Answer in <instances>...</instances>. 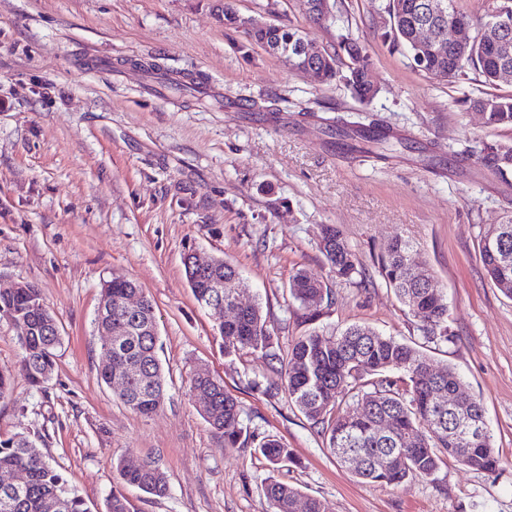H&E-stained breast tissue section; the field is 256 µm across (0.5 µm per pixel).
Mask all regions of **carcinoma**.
Instances as JSON below:
<instances>
[{
	"instance_id": "carcinoma-1",
	"label": "carcinoma",
	"mask_w": 512,
	"mask_h": 512,
	"mask_svg": "<svg viewBox=\"0 0 512 512\" xmlns=\"http://www.w3.org/2000/svg\"><path fill=\"white\" fill-rule=\"evenodd\" d=\"M423 0H392L386 5L389 16L385 37L392 46L409 53L414 67L425 75L453 82L475 73L489 92L464 104L480 112L485 127H512V94L501 93L502 72L512 70V37L500 46L489 35L474 40L467 53L450 51L426 52L418 56L410 32L400 13H416ZM224 24L245 27V33L256 44L274 52L307 38L305 31L264 19L243 21L229 2L221 8ZM348 57L361 56V66L345 65L341 52ZM325 62L317 68V82L329 85L341 81L360 101L372 99L377 88L370 79V60L351 41H343L334 51H325ZM352 136L367 143H381L389 133L381 126H358ZM473 154L482 159L481 166L495 175L512 173V141L481 140ZM317 246L337 279L353 281L360 274V261L344 241L334 224L317 225ZM478 253L485 271L504 295L512 298V215L504 224H492L478 240ZM378 268L386 284L400 303L419 321L417 330L427 343H451L454 333L448 326V301L441 288L426 287L432 273L416 259L414 245L395 238L378 259ZM188 284L199 305L223 295L224 325L220 335L227 340L224 353L233 355L242 349L260 352L277 360L272 334L267 328L262 307L255 303L236 312V293L245 287L239 270L219 259L199 274L186 272ZM224 283L218 290L211 284ZM111 287L105 289L112 304V323L124 325V334L112 337V374L100 373L108 384L110 378L124 380L116 392L121 402L132 411L150 416L165 401V376L158 356V330L153 301L138 284L122 274L112 275ZM137 293L142 306L134 316H127V295ZM290 297L304 308H314L329 299V290L306 272L298 270L289 282ZM24 319L30 331L13 326L22 351L20 373L36 387L49 381L54 368V351L61 337L52 331L55 318L44 303L40 289L25 283L22 288L0 287V320L5 314ZM399 373L394 380L388 372ZM190 387L208 394L203 417L216 433L224 437V446L243 444L242 407L224 388L221 378L209 371H197ZM283 389L288 400L326 441V448L341 466H346L340 449L347 448L370 460L388 454L384 468L370 462L352 469L367 483L397 486L410 476H431L447 458L486 472L495 471L500 463L490 431L469 437L457 428L465 419L478 418L486 423L480 401L467 393L464 381L452 367L435 370L417 345L383 335L365 325H350L328 334L311 331L298 337L283 361ZM465 397L463 405L448 410V394ZM390 421V430L380 433L382 418ZM28 438L16 433L0 440V470L21 471L27 476L25 489L13 499L10 508L0 512H92L91 506L71 490L50 463L27 447ZM261 454L272 465L292 461L291 451L280 440L265 436L258 445ZM120 484L112 488L105 502V512H130L124 486L164 496L168 492L164 472L153 461L130 467L117 461ZM273 512H295L301 498L298 488L277 479L263 488Z\"/></svg>"
}]
</instances>
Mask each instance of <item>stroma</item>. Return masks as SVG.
Returning <instances> with one entry per match:
<instances>
[{"label":"stroma","instance_id":"obj_1","mask_svg":"<svg viewBox=\"0 0 512 512\" xmlns=\"http://www.w3.org/2000/svg\"><path fill=\"white\" fill-rule=\"evenodd\" d=\"M243 19L303 29L332 49L349 39L371 60L378 93L359 102L286 58L225 28L217 0H0V285L38 286L61 333L42 387L16 377L0 398V439L25 433L88 504L103 506L118 458L152 460L169 491L135 488L134 512H271L268 477L321 500L327 512H512V298L486 275L477 238L512 211V176L482 173L464 151L490 131L455 106L479 82L431 79L384 39L385 0H335L325 25L301 0H231ZM159 71L146 72L147 64ZM195 81L174 90L170 80ZM372 122L386 143L361 153L337 120ZM336 225L361 263L336 279L316 227ZM409 239L448 298L450 344L424 345L452 366L485 408L501 461L495 472L447 459L397 487L342 468L280 386V357L299 336L365 324L419 341L418 322L381 277L377 258ZM236 265L243 303H261L278 361L228 356L210 310L187 283L184 257ZM331 298L306 310L288 300L296 270ZM155 303L166 402L145 417L101 381L94 317L113 274ZM221 377L249 435L228 448L189 390L195 367ZM266 436L293 464L272 469ZM258 448L265 459L274 466L292 462L290 449L279 439L271 436L263 437Z\"/></svg>","mask_w":512,"mask_h":512}]
</instances>
